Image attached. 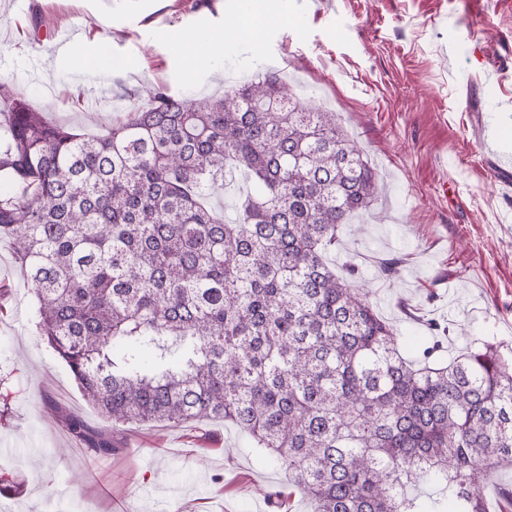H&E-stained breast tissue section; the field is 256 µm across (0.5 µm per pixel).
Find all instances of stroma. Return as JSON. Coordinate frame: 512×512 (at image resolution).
Segmentation results:
<instances>
[{
	"label": "stroma",
	"mask_w": 512,
	"mask_h": 512,
	"mask_svg": "<svg viewBox=\"0 0 512 512\" xmlns=\"http://www.w3.org/2000/svg\"><path fill=\"white\" fill-rule=\"evenodd\" d=\"M0 0V82L55 122L102 134L148 83L201 98L248 82L255 67L284 75L342 128L381 176L368 212L341 226L329 255L355 265L378 314L416 357L447 328L448 355L473 341L512 355V192L493 162L512 164V0ZM240 36L217 57L171 45L163 30ZM109 41L113 78L58 58V40ZM504 70L495 95L477 85ZM489 127L475 136V117ZM392 274H380L384 262ZM0 472L13 487L0 512H309L287 471L220 420L180 427L112 425L79 393L39 335L33 296L0 241ZM76 414L119 449L93 458L65 427ZM286 493L281 508L268 495Z\"/></svg>",
	"instance_id": "35a3bbf8"
}]
</instances>
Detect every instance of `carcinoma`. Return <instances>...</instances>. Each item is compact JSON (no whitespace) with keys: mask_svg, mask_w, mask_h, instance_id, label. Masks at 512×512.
<instances>
[{"mask_svg":"<svg viewBox=\"0 0 512 512\" xmlns=\"http://www.w3.org/2000/svg\"><path fill=\"white\" fill-rule=\"evenodd\" d=\"M1 126L0 240L101 417L233 422L312 512H487L486 477L512 467V359L485 341L407 359L355 267L336 273L341 226L378 193L336 113L259 71L218 98L148 88L103 136L0 82ZM236 181L227 218L207 199Z\"/></svg>","mask_w":512,"mask_h":512,"instance_id":"carcinoma-1","label":"carcinoma"}]
</instances>
